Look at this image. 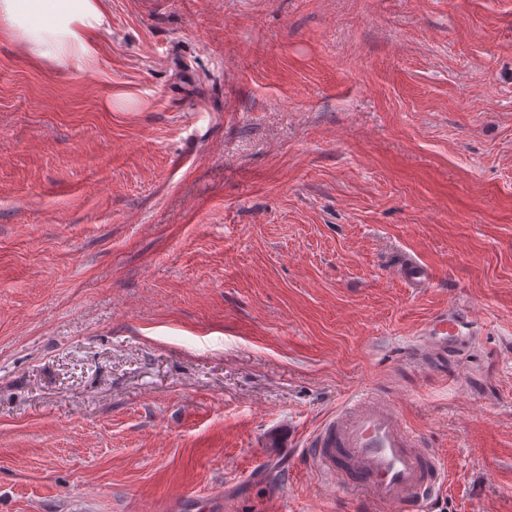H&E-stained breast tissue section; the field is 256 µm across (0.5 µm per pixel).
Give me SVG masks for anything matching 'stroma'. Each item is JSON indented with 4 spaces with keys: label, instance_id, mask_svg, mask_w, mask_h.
<instances>
[{
    "label": "stroma",
    "instance_id": "35a3bbf8",
    "mask_svg": "<svg viewBox=\"0 0 512 512\" xmlns=\"http://www.w3.org/2000/svg\"><path fill=\"white\" fill-rule=\"evenodd\" d=\"M105 7L79 76L0 39V512H366L269 444L364 393L512 512V0ZM398 276L411 288H427L433 284L432 270L416 259L409 258L397 268ZM470 316L464 305L448 308L433 315L420 329L425 336L421 344L430 351L441 353L462 342V336H473ZM467 330V331H465Z\"/></svg>",
    "mask_w": 512,
    "mask_h": 512
}]
</instances>
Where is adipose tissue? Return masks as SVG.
I'll list each match as a JSON object with an SVG mask.
<instances>
[{
    "mask_svg": "<svg viewBox=\"0 0 512 512\" xmlns=\"http://www.w3.org/2000/svg\"><path fill=\"white\" fill-rule=\"evenodd\" d=\"M110 26L102 0H0V33L32 63L67 76L95 69Z\"/></svg>",
    "mask_w": 512,
    "mask_h": 512,
    "instance_id": "1",
    "label": "adipose tissue"
}]
</instances>
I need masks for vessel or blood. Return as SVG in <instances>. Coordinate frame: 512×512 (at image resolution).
<instances>
[{
  "instance_id": "obj_1",
  "label": "vessel or blood",
  "mask_w": 512,
  "mask_h": 512,
  "mask_svg": "<svg viewBox=\"0 0 512 512\" xmlns=\"http://www.w3.org/2000/svg\"><path fill=\"white\" fill-rule=\"evenodd\" d=\"M397 273L412 288L434 281L432 270L412 258ZM471 328L465 306L452 307L422 326V344L441 353L461 344ZM306 455L318 472L365 493L382 512H419L446 482L436 452L401 423L391 403L366 394L348 400L320 425Z\"/></svg>"
}]
</instances>
